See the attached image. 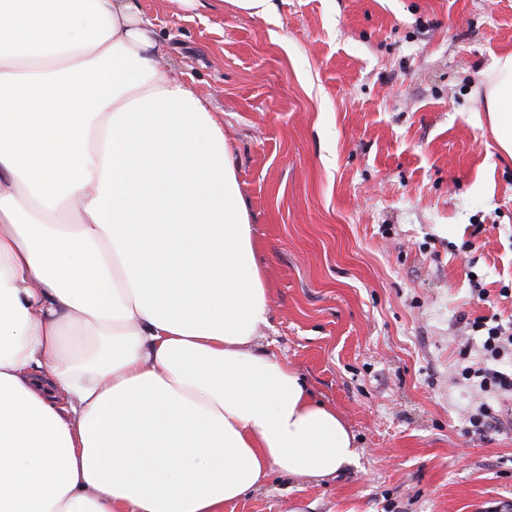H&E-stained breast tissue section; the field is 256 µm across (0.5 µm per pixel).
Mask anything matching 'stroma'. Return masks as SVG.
Listing matches in <instances>:
<instances>
[{"instance_id":"obj_1","label":"stroma","mask_w":512,"mask_h":512,"mask_svg":"<svg viewBox=\"0 0 512 512\" xmlns=\"http://www.w3.org/2000/svg\"><path fill=\"white\" fill-rule=\"evenodd\" d=\"M273 2L139 0L165 63L224 119L266 349L359 449L224 512H512V392L461 376L512 324V158L478 119L512 0Z\"/></svg>"}]
</instances>
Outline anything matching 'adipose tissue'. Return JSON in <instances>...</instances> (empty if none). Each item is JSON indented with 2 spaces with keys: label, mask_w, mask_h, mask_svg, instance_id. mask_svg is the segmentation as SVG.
<instances>
[{
  "label": "adipose tissue",
  "mask_w": 512,
  "mask_h": 512,
  "mask_svg": "<svg viewBox=\"0 0 512 512\" xmlns=\"http://www.w3.org/2000/svg\"><path fill=\"white\" fill-rule=\"evenodd\" d=\"M137 0H0V512H224L353 434L258 342L224 122ZM512 157V53L483 84Z\"/></svg>",
  "instance_id": "obj_1"
}]
</instances>
